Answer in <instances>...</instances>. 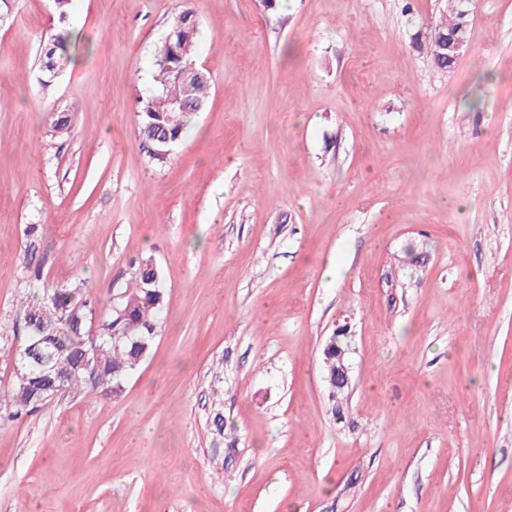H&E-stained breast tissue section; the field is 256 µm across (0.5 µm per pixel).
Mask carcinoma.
I'll use <instances>...</instances> for the list:
<instances>
[{
  "label": "carcinoma",
  "mask_w": 512,
  "mask_h": 512,
  "mask_svg": "<svg viewBox=\"0 0 512 512\" xmlns=\"http://www.w3.org/2000/svg\"><path fill=\"white\" fill-rule=\"evenodd\" d=\"M469 32L461 0H448V19L435 33L454 38ZM198 23L190 11L174 20L157 51L155 90L139 101L138 138L149 160L163 166V152L186 133L191 118L209 100L212 77L186 78L180 68L195 56ZM71 34L62 29L43 44L41 70L55 75L69 56ZM430 56L440 70L455 64L452 55L430 42ZM114 306L100 311L80 284L47 285L25 294L26 342L16 349L9 387L0 396L17 419L36 412L57 393L99 389L121 397L125 382L150 354L157 338L158 314L165 295L154 260H138L131 286ZM329 397H336V350L323 351Z\"/></svg>",
  "instance_id": "cac0c4a2"
}]
</instances>
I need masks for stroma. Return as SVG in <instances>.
<instances>
[{
  "mask_svg": "<svg viewBox=\"0 0 512 512\" xmlns=\"http://www.w3.org/2000/svg\"><path fill=\"white\" fill-rule=\"evenodd\" d=\"M185 10L212 93L157 167L138 101ZM447 13L73 0L48 80L51 0H0V392L31 270L105 307L147 255L165 291L120 398L0 424V512H512V0H473L446 73ZM461 0H448V19L438 25L434 30L436 34L445 36L448 39L438 36L436 42L441 49H448L454 53L455 60L460 59L464 52H466L468 44L462 38H457L452 42L448 43L449 39L454 38L460 32H466L468 37L470 35L468 23L466 20V11L461 6ZM437 44L431 40L428 52L436 65L440 70H451L455 64L453 53L446 51H440ZM448 54V55H446ZM71 47V34L64 28L54 37L43 44L41 52V70L47 74L55 75L59 64L68 58ZM339 333L340 332H338L336 334V350L335 349L328 350V346L331 343L332 337H333V336H331L328 343L326 344V346L324 348V351H323L324 363L326 366V382L328 385L329 397H331L332 399L337 397L336 395L338 394V393H336V385H338L340 388H344L349 385V375H348L349 370H348V367L344 365L345 354L347 351L342 348V346H343L345 349H347L348 345H347V342L345 341L346 338H342V340H341L342 346L340 345V340H339L340 334ZM336 359L342 365V371H343V376L341 377L338 384H336Z\"/></svg>",
  "mask_w": 512,
  "mask_h": 512,
  "instance_id": "obj_1",
  "label": "stroma"
}]
</instances>
